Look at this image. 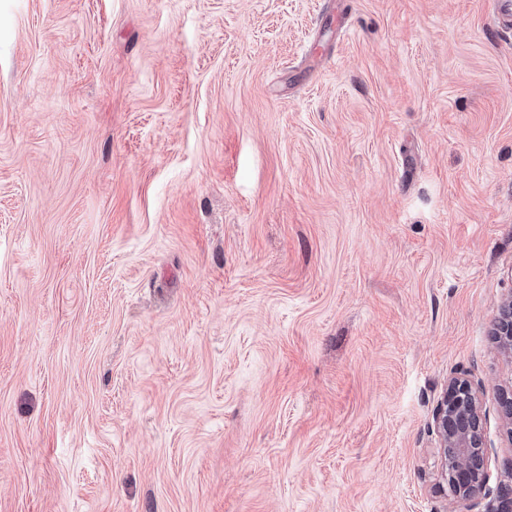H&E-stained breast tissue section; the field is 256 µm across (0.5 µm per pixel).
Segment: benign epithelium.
<instances>
[{
	"label": "benign epithelium",
	"instance_id": "obj_1",
	"mask_svg": "<svg viewBox=\"0 0 512 512\" xmlns=\"http://www.w3.org/2000/svg\"><path fill=\"white\" fill-rule=\"evenodd\" d=\"M501 351L512 357V295L498 307L494 322ZM438 439L437 466L448 495L481 512H512V484L490 486L489 447L481 399L472 382L453 378L433 412Z\"/></svg>",
	"mask_w": 512,
	"mask_h": 512
}]
</instances>
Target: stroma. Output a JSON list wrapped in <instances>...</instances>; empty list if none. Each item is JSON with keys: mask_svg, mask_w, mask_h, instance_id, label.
I'll list each match as a JSON object with an SVG mask.
<instances>
[{"mask_svg": "<svg viewBox=\"0 0 512 512\" xmlns=\"http://www.w3.org/2000/svg\"><path fill=\"white\" fill-rule=\"evenodd\" d=\"M511 294L492 0H0V512H467ZM494 333L497 336L501 351L512 357V294L506 297L498 307L494 322ZM481 399L472 382L453 378L433 412L437 436V466L455 502H471L476 512H512V484L492 488L489 447L486 441ZM483 501L484 504H483Z\"/></svg>", "mask_w": 512, "mask_h": 512, "instance_id": "1", "label": "stroma"}]
</instances>
